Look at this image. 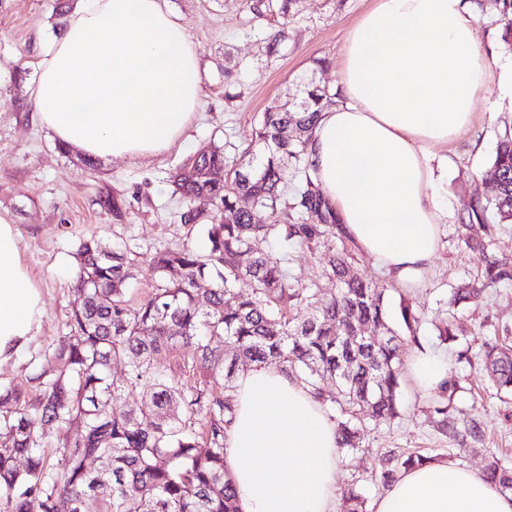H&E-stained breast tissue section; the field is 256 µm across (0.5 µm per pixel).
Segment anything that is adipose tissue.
<instances>
[{"label": "adipose tissue", "mask_w": 512, "mask_h": 512, "mask_svg": "<svg viewBox=\"0 0 512 512\" xmlns=\"http://www.w3.org/2000/svg\"><path fill=\"white\" fill-rule=\"evenodd\" d=\"M488 59L466 0H374L347 31L338 103L308 145L316 184L344 236L401 284L419 285L449 211L431 146L474 125ZM30 96L62 144L97 158L157 156L202 105L196 45L164 0H79L48 42ZM42 293L0 221V364L32 341ZM224 461L239 512H336V425L294 376H239ZM375 512H512L479 472L429 463L403 472Z\"/></svg>", "instance_id": "obj_1"}]
</instances>
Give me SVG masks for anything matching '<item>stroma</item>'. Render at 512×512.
<instances>
[{
  "label": "stroma",
  "mask_w": 512,
  "mask_h": 512,
  "mask_svg": "<svg viewBox=\"0 0 512 512\" xmlns=\"http://www.w3.org/2000/svg\"><path fill=\"white\" fill-rule=\"evenodd\" d=\"M55 0H0V220L16 226L20 256L40 288L44 312L30 349L0 365V387L28 390L30 379L45 363L50 347L65 335L64 323L74 301L75 260L80 236L104 241L120 236L147 249L185 240L182 203L172 194L169 176L194 150L213 141L235 156L250 142L262 112L295 93L301 79L334 87L340 50L348 29L372 0H300L288 25V38L276 54L267 38L277 29L273 16L258 17L242 0H167L196 44L202 65L203 109L180 146L147 160L99 159L87 165L78 151L62 145L43 129L30 97L50 33L64 24ZM478 39L489 72L474 101L476 121L465 136L434 146L447 157L439 195L452 216L441 230L438 252L421 287L396 282L348 238L336 236L317 245L289 250L294 288L323 294L335 291L322 280L318 255L345 250L354 273L386 287L390 306L413 301L423 317L419 332L424 346L447 360L457 350L471 358L463 366L457 420L481 419L486 438L478 452L460 459L461 467L483 470L491 458L512 461V402L494 395L481 366L486 345L512 341V285L490 289L484 299L450 309L452 288L473 281L478 259L459 231L468 201L481 195L491 174V156L505 123L512 121V84L501 78L512 67V55L501 47L494 0L473 8ZM454 311L458 344L439 343L434 318ZM401 415L393 424L368 433L361 452L341 458L339 489L360 482L369 502L384 490L373 479L380 456L389 448H421L451 453L453 440L439 433L426 410L428 395L404 376Z\"/></svg>",
  "instance_id": "1"
}]
</instances>
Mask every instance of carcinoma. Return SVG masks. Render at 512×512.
Segmentation results:
<instances>
[{
	"label": "carcinoma",
	"mask_w": 512,
	"mask_h": 512,
	"mask_svg": "<svg viewBox=\"0 0 512 512\" xmlns=\"http://www.w3.org/2000/svg\"><path fill=\"white\" fill-rule=\"evenodd\" d=\"M299 0H255L256 14L275 12L288 24ZM503 50L512 53V0H495ZM328 98L317 86L301 102L288 98L267 109L254 137L237 158L210 143L190 155L172 175L184 204L181 221L199 226L206 247L186 241L140 250L126 240L110 244L96 236L80 240L75 299L66 334L53 349L55 368L31 378L32 390L0 393V512H238L236 492L224 466V440L233 421L232 383L239 367L274 361L310 386L336 422L340 453L362 450L367 433L399 416L402 326L418 349L422 316L402 300L390 310L386 289L352 272L341 253L321 257L323 277L336 282L329 298L293 288L286 254L262 242L294 238L312 243L336 234L339 219L322 197L307 157L309 134ZM295 184L284 181L285 163ZM495 180L470 201L467 242L480 256L481 280L454 289L450 304L482 298L488 289L512 284V260L488 253L479 232L487 214L512 224V127H505L492 156ZM270 211L256 224L245 202ZM155 277L150 300L135 305L128 287L140 266ZM251 292H235L238 281ZM366 327L376 343L351 340ZM443 344L457 341L452 325L434 321ZM186 349L184 372L201 373L191 385L162 370L156 356ZM483 367L499 400L512 397V346L487 347ZM461 377L455 368L428 403L443 433L456 440L457 456L468 441L484 437L472 418L450 424ZM336 384L326 395L322 382ZM140 396L127 410L112 405ZM439 460L420 451L393 448L383 458L381 483ZM486 478L512 495V462L494 459ZM342 512H368L361 486L342 493Z\"/></svg>",
	"instance_id": "carcinoma-1"
}]
</instances>
